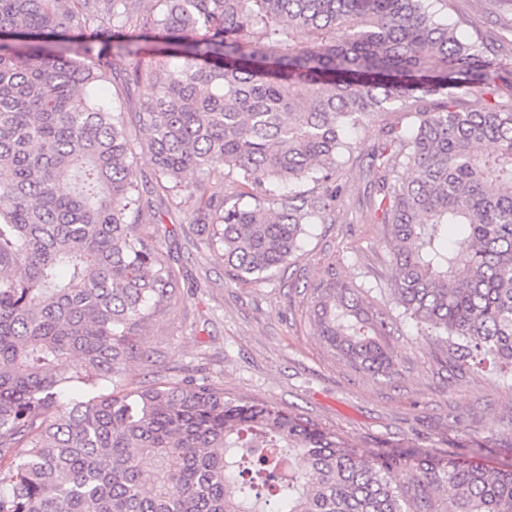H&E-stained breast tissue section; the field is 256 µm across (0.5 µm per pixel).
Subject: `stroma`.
<instances>
[{
    "instance_id": "35a3bbf8",
    "label": "stroma",
    "mask_w": 512,
    "mask_h": 512,
    "mask_svg": "<svg viewBox=\"0 0 512 512\" xmlns=\"http://www.w3.org/2000/svg\"><path fill=\"white\" fill-rule=\"evenodd\" d=\"M449 14L462 37H482L500 58H512V0H450ZM125 68L116 61L106 94L137 142L145 133L136 114L155 91L125 86ZM406 122L397 109L366 120L338 173L345 193L335 223L309 226L287 268L252 283L229 281L191 224L155 193L151 155L136 152L133 164L156 212V246L177 283L172 299L140 329L130 377L146 383L204 378L228 395L302 415L360 453L399 445L435 462L466 456L478 443L490 468L512 466V375L448 362L444 343L422 336L381 292L390 248L368 205L367 154L384 128ZM332 273L364 288L396 317L399 330L389 339L399 362L393 380L354 369L318 336L310 290Z\"/></svg>"
}]
</instances>
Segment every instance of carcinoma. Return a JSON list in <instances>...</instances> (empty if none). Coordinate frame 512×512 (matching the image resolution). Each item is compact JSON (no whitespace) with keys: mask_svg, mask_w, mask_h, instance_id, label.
<instances>
[{"mask_svg":"<svg viewBox=\"0 0 512 512\" xmlns=\"http://www.w3.org/2000/svg\"><path fill=\"white\" fill-rule=\"evenodd\" d=\"M436 2L0 0V512H512V468L476 450L367 457L299 414L127 372L176 276L103 96L117 57L155 89L137 119L158 187L194 200L196 235L243 283L333 221L351 133L401 104L412 120L366 169L384 293L451 359L512 365V110L454 105L512 80ZM216 170L222 199L185 182ZM311 303L332 352L395 377L393 320L360 289L333 277Z\"/></svg>","mask_w":512,"mask_h":512,"instance_id":"obj_1","label":"carcinoma"}]
</instances>
